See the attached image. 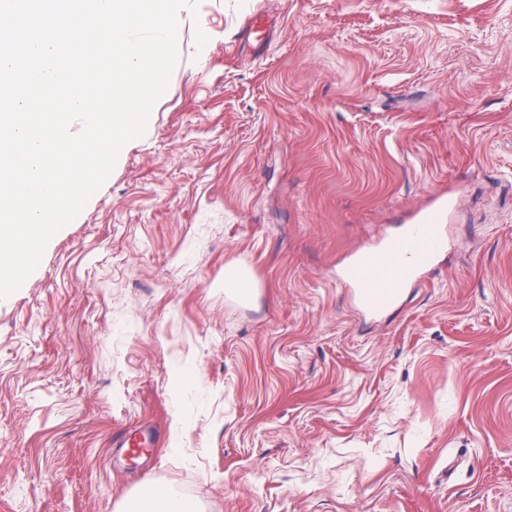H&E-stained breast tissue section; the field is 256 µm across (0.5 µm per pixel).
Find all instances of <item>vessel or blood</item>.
I'll return each instance as SVG.
<instances>
[{"label": "vessel or blood", "mask_w": 512, "mask_h": 512, "mask_svg": "<svg viewBox=\"0 0 512 512\" xmlns=\"http://www.w3.org/2000/svg\"><path fill=\"white\" fill-rule=\"evenodd\" d=\"M448 246L439 217L408 225L383 244L357 253L340 283L353 295L365 316L376 318L393 306L406 288L422 282V273Z\"/></svg>", "instance_id": "vessel-or-blood-1"}]
</instances>
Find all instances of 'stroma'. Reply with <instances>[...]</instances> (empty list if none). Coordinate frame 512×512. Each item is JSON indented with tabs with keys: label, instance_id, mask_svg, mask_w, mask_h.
<instances>
[{
	"label": "stroma",
	"instance_id": "35a3bbf8",
	"mask_svg": "<svg viewBox=\"0 0 512 512\" xmlns=\"http://www.w3.org/2000/svg\"><path fill=\"white\" fill-rule=\"evenodd\" d=\"M178 23L145 134L0 300V512H512V0ZM451 185L447 251L363 317L347 263ZM142 496V497H141ZM187 504L169 492L152 486L141 488L126 504V512H188Z\"/></svg>",
	"mask_w": 512,
	"mask_h": 512
}]
</instances>
